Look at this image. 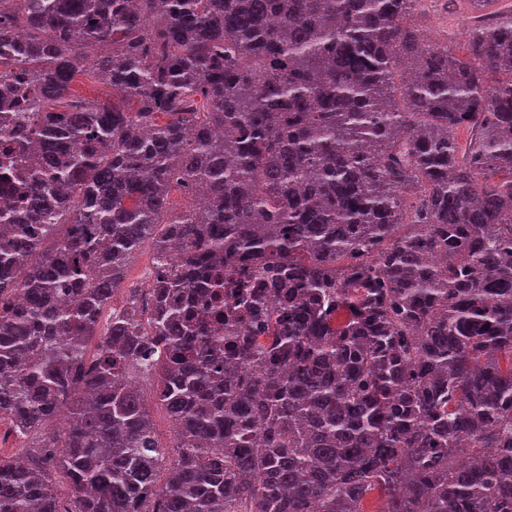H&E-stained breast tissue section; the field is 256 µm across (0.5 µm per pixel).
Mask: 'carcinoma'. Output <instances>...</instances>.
Returning a JSON list of instances; mask_svg holds the SVG:
<instances>
[{
    "label": "carcinoma",
    "instance_id": "cac0c4a2",
    "mask_svg": "<svg viewBox=\"0 0 512 512\" xmlns=\"http://www.w3.org/2000/svg\"><path fill=\"white\" fill-rule=\"evenodd\" d=\"M419 2L0 0V420L69 409L0 512H512V8L459 58ZM72 92L80 99L95 100L98 102L112 101V88L98 82L87 81L83 76H77ZM153 255V244L148 241L130 260L125 268L123 280L114 292L113 300L110 301L103 311L102 329L112 316V308L121 310L125 306L130 291L128 288H146L149 281L148 273L153 268ZM146 289L145 293L147 294L150 288ZM141 383L142 385H140V387L144 392V395L151 403L154 426L159 442L164 446H171L173 444V436L175 434V430L164 407L160 404V402L156 400L154 396V380L150 381L143 379Z\"/></svg>",
    "mask_w": 512,
    "mask_h": 512
}]
</instances>
